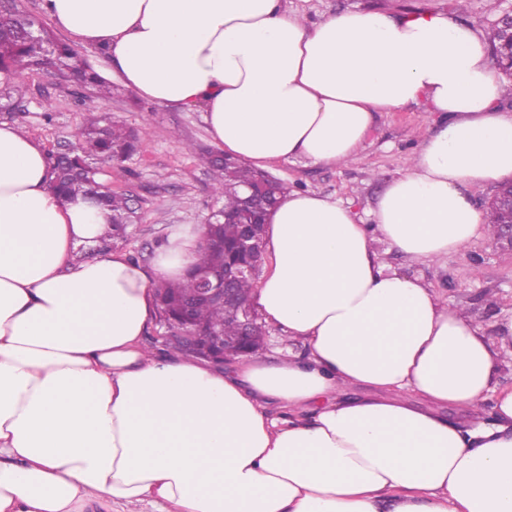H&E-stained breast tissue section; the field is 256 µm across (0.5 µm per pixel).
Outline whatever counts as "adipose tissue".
<instances>
[{
  "instance_id": "obj_1",
  "label": "adipose tissue",
  "mask_w": 512,
  "mask_h": 512,
  "mask_svg": "<svg viewBox=\"0 0 512 512\" xmlns=\"http://www.w3.org/2000/svg\"><path fill=\"white\" fill-rule=\"evenodd\" d=\"M140 97L204 111L251 167L359 158L373 116L437 118L361 223L289 193L250 302L305 353L231 368L154 350V285L199 260L175 228L151 264L83 257L108 212L61 202L41 144L0 123V512H512V386L481 326L421 278L495 228L473 198L512 177V113L485 35L454 11L285 0H44ZM278 405L279 414L268 411ZM454 0H288L289 10L304 16L309 22L347 10L362 9L381 12L444 10L454 6Z\"/></svg>"
}]
</instances>
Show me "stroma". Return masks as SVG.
<instances>
[{
	"mask_svg": "<svg viewBox=\"0 0 512 512\" xmlns=\"http://www.w3.org/2000/svg\"><path fill=\"white\" fill-rule=\"evenodd\" d=\"M287 5L311 22L353 9L411 12L456 6L464 23L487 31L499 12L512 8V0H498L494 12L488 10L486 0H287ZM110 78L112 95L102 102V112L147 132L139 152L113 168L108 179L113 189L127 194L138 213L119 248L146 265L172 227L205 224L212 209L218 208L210 172L197 157L199 150L215 149L216 144L202 109L159 105L136 96L119 78ZM21 84L26 96L12 99L10 110L0 109V123L19 126L48 150L74 141L82 122L76 98L79 86L61 76L30 71L24 73ZM433 120V112L423 103L379 112L357 162L343 166L277 162L269 172L289 190L342 200L362 219L386 184L405 167L420 134ZM376 248L393 269L423 279L447 298L450 307L468 312L491 342H498L496 324L502 314L512 311V253L478 237L439 262L410 266L386 242H377Z\"/></svg>",
	"mask_w": 512,
	"mask_h": 512,
	"instance_id": "1",
	"label": "stroma"
}]
</instances>
